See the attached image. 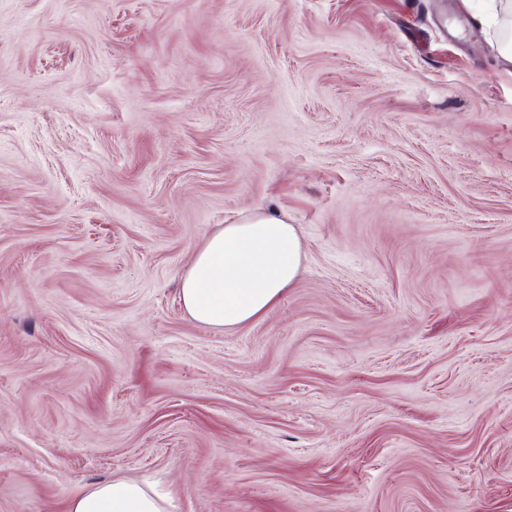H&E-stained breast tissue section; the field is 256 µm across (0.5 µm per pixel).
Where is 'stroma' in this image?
Segmentation results:
<instances>
[{"instance_id":"obj_1","label":"stroma","mask_w":512,"mask_h":512,"mask_svg":"<svg viewBox=\"0 0 512 512\" xmlns=\"http://www.w3.org/2000/svg\"><path fill=\"white\" fill-rule=\"evenodd\" d=\"M295 224L267 316L178 283ZM512 512V68L461 0H0V512ZM303 261L297 228L272 213L221 225L179 281V295L198 323L219 330L269 314L297 279ZM171 498L146 481L112 479L71 498L66 512H170Z\"/></svg>"}]
</instances>
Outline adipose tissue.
Masks as SVG:
<instances>
[{"label":"adipose tissue","instance_id":"1","mask_svg":"<svg viewBox=\"0 0 512 512\" xmlns=\"http://www.w3.org/2000/svg\"><path fill=\"white\" fill-rule=\"evenodd\" d=\"M303 261L295 225L272 213L221 225L203 243L179 282L198 323L219 330L269 314L297 279ZM171 498L145 481L114 479L71 498L66 512H170Z\"/></svg>","mask_w":512,"mask_h":512}]
</instances>
